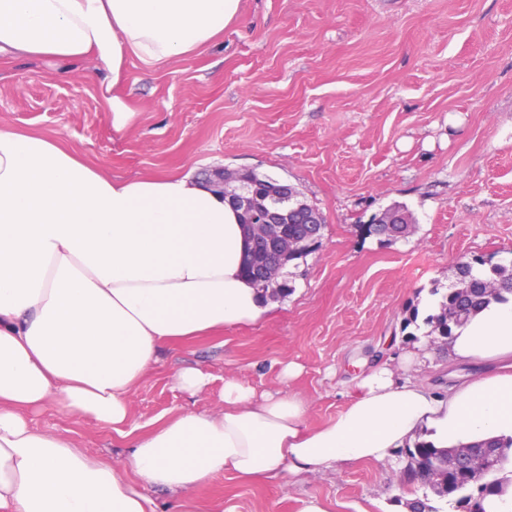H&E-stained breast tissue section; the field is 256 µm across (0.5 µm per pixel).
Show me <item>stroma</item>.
Returning <instances> with one entry per match:
<instances>
[{
  "mask_svg": "<svg viewBox=\"0 0 512 512\" xmlns=\"http://www.w3.org/2000/svg\"><path fill=\"white\" fill-rule=\"evenodd\" d=\"M111 84L91 61L0 59V122L45 132L119 179L250 168L296 188L326 226L317 249L288 268L289 294L255 324L166 347L130 398L144 427L187 409H216L226 375L257 392L308 400L318 426L346 404L354 377L424 347L430 386L447 389L483 365L448 357L430 304L477 256L512 262V0H240V19L203 50L151 69L129 58ZM136 118L112 131L111 97ZM406 206L413 228L393 242L360 227ZM298 374L284 379L286 365ZM212 374L199 394L175 372ZM34 422L70 430L78 447L126 462L111 427L50 406ZM405 451L285 481L221 476L192 493L199 512H466L456 498L400 486Z\"/></svg>",
  "mask_w": 512,
  "mask_h": 512,
  "instance_id": "obj_1",
  "label": "stroma"
}]
</instances>
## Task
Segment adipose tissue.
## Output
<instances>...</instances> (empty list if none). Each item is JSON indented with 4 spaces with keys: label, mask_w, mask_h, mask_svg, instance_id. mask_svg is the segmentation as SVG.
I'll return each instance as SVG.
<instances>
[{
    "label": "adipose tissue",
    "mask_w": 512,
    "mask_h": 512,
    "mask_svg": "<svg viewBox=\"0 0 512 512\" xmlns=\"http://www.w3.org/2000/svg\"><path fill=\"white\" fill-rule=\"evenodd\" d=\"M239 9L240 0H0V57L91 56L117 83L129 57L158 67L206 48ZM246 250L237 212L208 183L115 180L54 136L0 124V512H158L155 490L183 510L220 474L283 480L382 463L420 441L512 437V372L438 395L379 365L317 428L299 395L259 394L228 375L223 409L128 429L129 398L165 345L261 318ZM448 351L512 365V299L455 329ZM51 404L124 433L126 465L35 426Z\"/></svg>",
    "instance_id": "obj_1"
}]
</instances>
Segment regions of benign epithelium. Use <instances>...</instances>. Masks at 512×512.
I'll return each instance as SVG.
<instances>
[{"label": "benign epithelium", "instance_id": "7a95c632", "mask_svg": "<svg viewBox=\"0 0 512 512\" xmlns=\"http://www.w3.org/2000/svg\"><path fill=\"white\" fill-rule=\"evenodd\" d=\"M210 185L217 188L234 207L249 216L247 239L265 245L264 259L251 265L252 274L260 281L283 275L288 257L297 253L299 242L288 237L289 185L275 183L267 187L264 199H259L261 186L244 178L240 170H219L211 177Z\"/></svg>", "mask_w": 512, "mask_h": 512}]
</instances>
